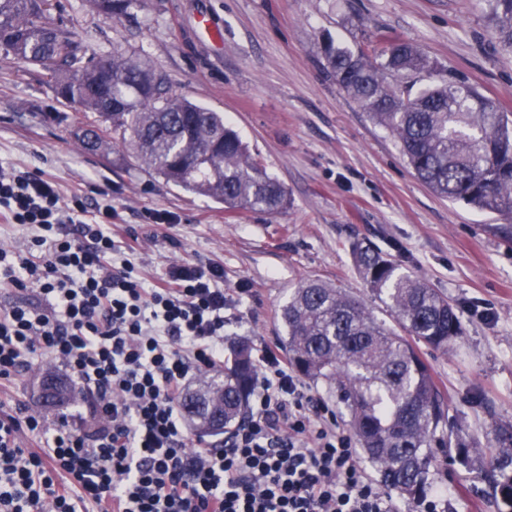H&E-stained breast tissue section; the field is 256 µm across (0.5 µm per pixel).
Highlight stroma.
<instances>
[{"label":"stroma","mask_w":512,"mask_h":512,"mask_svg":"<svg viewBox=\"0 0 512 512\" xmlns=\"http://www.w3.org/2000/svg\"><path fill=\"white\" fill-rule=\"evenodd\" d=\"M203 15L219 39L198 28ZM50 16L87 51L140 53L173 93L223 113L288 205L230 214L129 156L84 153L73 108L17 60L0 62V163L53 177L63 194L81 193L88 213L112 206L115 240L143 242L137 273L159 278L185 259L220 266L231 301L224 335L258 353L279 349L277 312L306 279L347 289L388 320L351 254L353 242H372L455 306L458 344L420 350L448 399L449 425L483 442L493 421L512 420V219L450 202L417 179L396 138L337 87L322 52L327 37L354 50L397 36L430 67L388 74L390 84L414 95L462 80L512 113V49L491 0H144L120 21L61 0ZM433 485L448 491L444 512H498L457 461Z\"/></svg>","instance_id":"1"}]
</instances>
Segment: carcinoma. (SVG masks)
Returning a JSON list of instances; mask_svg holds the SVG:
<instances>
[{"mask_svg":"<svg viewBox=\"0 0 512 512\" xmlns=\"http://www.w3.org/2000/svg\"><path fill=\"white\" fill-rule=\"evenodd\" d=\"M120 20L141 0H87ZM505 46L512 48V0H494ZM49 0H0V59L37 66L61 102L90 122L78 137L103 158L116 145L186 191L224 202L225 209L274 214L288 203L282 185L224 124V114L170 92L165 75L131 52L87 53L61 21L46 16ZM340 89L401 145L415 175L434 193L479 211L512 215V119L464 82L401 95L383 72L425 66L421 50L379 35L356 51L324 42ZM360 277L400 330L377 320L353 295L318 279L294 289L280 308L281 344L289 365L324 384L347 411L349 425L382 485L411 502L423 499L430 476L448 467V448L479 467L490 494L512 512V421L497 420L486 447L446 431L448 405L416 344L453 348L459 317L439 289L401 271L387 254L355 242ZM224 370L203 376L180 402L200 435L223 434L245 418L258 366L246 339L229 341Z\"/></svg>","mask_w":512,"mask_h":512,"instance_id":"1","label":"carcinoma"}]
</instances>
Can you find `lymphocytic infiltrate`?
<instances>
[{"mask_svg": "<svg viewBox=\"0 0 512 512\" xmlns=\"http://www.w3.org/2000/svg\"><path fill=\"white\" fill-rule=\"evenodd\" d=\"M0 165V512H399L364 475L347 436L265 352L247 421L220 443L191 440L179 401L224 367V272L188 260L135 275L111 207ZM63 370L93 426L49 421L13 393Z\"/></svg>", "mask_w": 512, "mask_h": 512, "instance_id": "f902f5d3", "label": "lymphocytic infiltrate"}]
</instances>
